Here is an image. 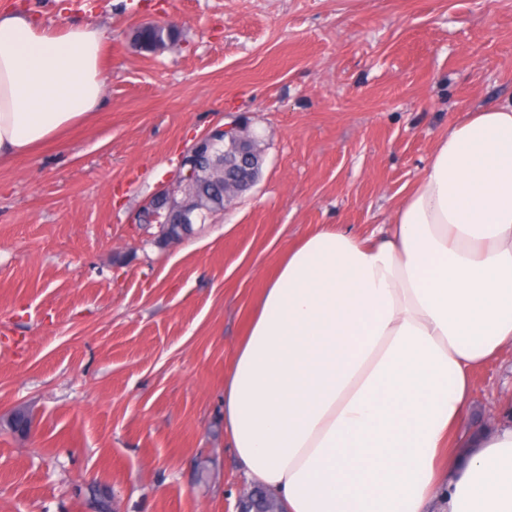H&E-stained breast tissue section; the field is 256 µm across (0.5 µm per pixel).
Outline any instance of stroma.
Returning a JSON list of instances; mask_svg holds the SVG:
<instances>
[{"instance_id":"obj_1","label":"stroma","mask_w":512,"mask_h":512,"mask_svg":"<svg viewBox=\"0 0 512 512\" xmlns=\"http://www.w3.org/2000/svg\"><path fill=\"white\" fill-rule=\"evenodd\" d=\"M108 27L103 104L0 163V512H234L224 380L261 288L329 224L387 223L441 136L512 100V0H0ZM178 48L136 51L146 21ZM247 122L262 176L177 245L136 223L182 154ZM29 409L31 433L2 427ZM471 410L512 416V349Z\"/></svg>"}]
</instances>
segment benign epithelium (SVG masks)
<instances>
[{
  "instance_id": "7a95c632",
  "label": "benign epithelium",
  "mask_w": 512,
  "mask_h": 512,
  "mask_svg": "<svg viewBox=\"0 0 512 512\" xmlns=\"http://www.w3.org/2000/svg\"><path fill=\"white\" fill-rule=\"evenodd\" d=\"M223 150L224 186L240 197L254 181V153L245 129L239 123L215 126L197 138L182 155L171 182L162 187L143 206L136 218L138 224H177L180 233L169 242L178 243L187 236V226L195 223L201 213L211 214L205 201L188 193L186 186L202 177L201 157L211 151ZM253 484L240 492L235 512H264Z\"/></svg>"
}]
</instances>
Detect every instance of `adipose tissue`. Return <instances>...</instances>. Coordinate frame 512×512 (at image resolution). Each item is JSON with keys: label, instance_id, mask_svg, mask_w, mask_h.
Instances as JSON below:
<instances>
[{"label": "adipose tissue", "instance_id": "1", "mask_svg": "<svg viewBox=\"0 0 512 512\" xmlns=\"http://www.w3.org/2000/svg\"><path fill=\"white\" fill-rule=\"evenodd\" d=\"M108 29L0 10V162L102 103ZM512 347V101L436 143L389 224L289 249L224 381L240 469L286 512H512V425L448 448Z\"/></svg>", "mask_w": 512, "mask_h": 512}]
</instances>
